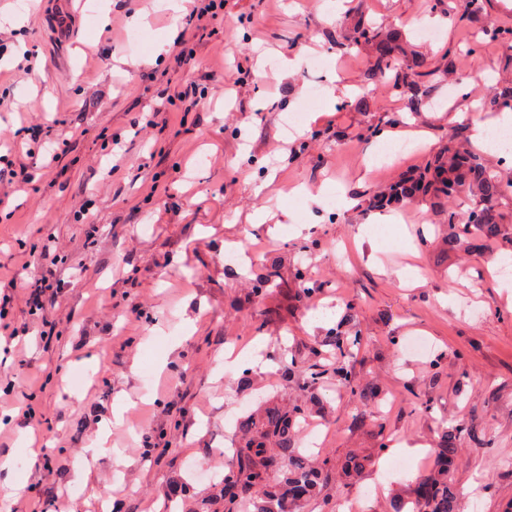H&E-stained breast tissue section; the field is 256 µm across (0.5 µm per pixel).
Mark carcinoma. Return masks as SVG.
Segmentation results:
<instances>
[{
  "mask_svg": "<svg viewBox=\"0 0 512 512\" xmlns=\"http://www.w3.org/2000/svg\"><path fill=\"white\" fill-rule=\"evenodd\" d=\"M486 0H457L461 17L480 24L481 36L463 48L448 47V58L473 72L479 65L483 43H494L512 48V18L500 21L485 16ZM362 47L370 50L361 93L354 108L369 106L378 91L397 92L408 98L409 109L421 111L436 88V72L427 60L408 50L400 34L384 31L371 21L360 19L345 35L336 39V47ZM478 100L487 112L512 110V89L500 90L495 86L483 87ZM508 184L501 175L487 168L482 154L474 149L459 148L453 138L441 151L416 172L409 182L397 183L373 196L370 205L383 210L394 204L431 198L437 202L451 201L456 195L469 190L478 197L465 216L448 207L444 222L448 224L445 242L448 249H456L462 238L475 235L480 240L493 239L502 232L501 216L496 209L498 199ZM332 363L321 369L305 372L307 383L314 385L324 376L336 379V384L346 389L352 400H374L377 391L360 388L351 379L348 360L358 337L340 332L331 337ZM304 410L299 405H274L265 410L263 417L247 415L240 419L238 428L242 443L234 449L235 465L224 474V481L234 487L230 497H219L203 503L208 512H297L301 502L320 491L321 471L309 464L298 448V425ZM457 431H444L443 444L433 449L434 469L419 480L414 498L405 506L393 505V512H459L456 494L452 487L451 473L455 464Z\"/></svg>",
  "mask_w": 512,
  "mask_h": 512,
  "instance_id": "obj_1",
  "label": "carcinoma"
}]
</instances>
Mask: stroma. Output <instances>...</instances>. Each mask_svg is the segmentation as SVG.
Masks as SVG:
<instances>
[{
  "label": "stroma",
  "instance_id": "obj_1",
  "mask_svg": "<svg viewBox=\"0 0 512 512\" xmlns=\"http://www.w3.org/2000/svg\"><path fill=\"white\" fill-rule=\"evenodd\" d=\"M65 3L0 0V135L18 151L33 119L75 133L59 163L49 161L57 140L43 145L34 180L0 214L1 275L34 277L25 254L51 235L63 244L72 326L46 340L24 303L8 316L29 333L24 351L0 348V457L16 463L0 484L20 483L42 512L67 501L75 512H161L169 500L198 512L234 460L238 419L275 397L307 407L299 446L328 475L302 512H346L347 497L360 512H390L446 427L458 430L460 512H512V292L493 273L512 256V194L497 202L501 236L467 252L449 251L431 202L371 210L374 192L449 138L470 139L474 105L443 83L419 112L393 94L350 109L367 53L336 47L363 16L444 71L449 43L476 26L427 0H224L189 68L166 40L187 0H84L78 14ZM190 82L205 97L182 116L172 101ZM155 109L168 126L135 134ZM455 112L464 121L449 122ZM369 127L380 135L363 139ZM156 182L168 195L152 194ZM85 197L84 225L73 211ZM303 287L316 291L306 302ZM338 331L360 336L350 370L379 393L357 425L333 379L310 387L301 374L324 363ZM282 350L296 371L274 361ZM27 395L31 423L18 407ZM163 428L171 447H145L143 433ZM32 439L37 453L21 452ZM484 478V491L464 495ZM75 483L84 495L72 501Z\"/></svg>",
  "mask_w": 512,
  "mask_h": 512
}]
</instances>
